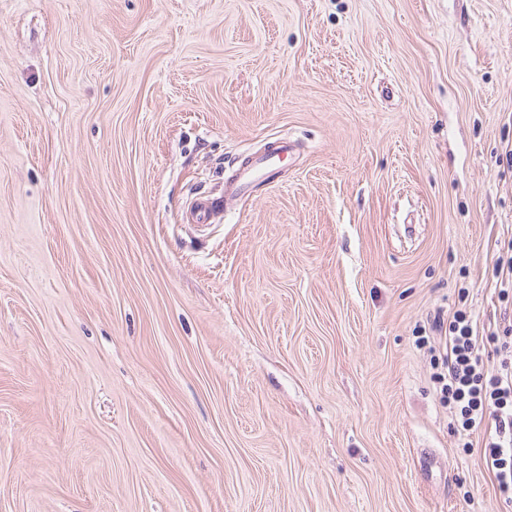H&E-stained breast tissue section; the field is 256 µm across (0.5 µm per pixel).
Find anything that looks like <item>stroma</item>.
Listing matches in <instances>:
<instances>
[{"mask_svg":"<svg viewBox=\"0 0 512 512\" xmlns=\"http://www.w3.org/2000/svg\"><path fill=\"white\" fill-rule=\"evenodd\" d=\"M511 242L512 0H0V512H512L417 344ZM275 148L271 151H265L254 159L250 168H244L241 170L238 180L229 183L225 186V195L229 198L243 197L249 188L251 183V168H272L275 167L281 159L282 155H285L291 150V145L287 140L277 139L272 142ZM224 211V198L210 199L199 198L191 212L192 219L198 224H208L223 214Z\"/></svg>","mask_w":512,"mask_h":512,"instance_id":"35a3bbf8","label":"stroma"}]
</instances>
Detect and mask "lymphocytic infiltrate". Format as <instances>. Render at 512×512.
<instances>
[{
    "label": "lymphocytic infiltrate",
    "mask_w": 512,
    "mask_h": 512,
    "mask_svg": "<svg viewBox=\"0 0 512 512\" xmlns=\"http://www.w3.org/2000/svg\"><path fill=\"white\" fill-rule=\"evenodd\" d=\"M491 343L503 354L493 371L483 359ZM440 344L442 371L437 380L448 402L452 430L465 442L474 431L487 428L484 462L500 496L512 502V324L485 328L460 309L449 317Z\"/></svg>",
    "instance_id": "1"
}]
</instances>
